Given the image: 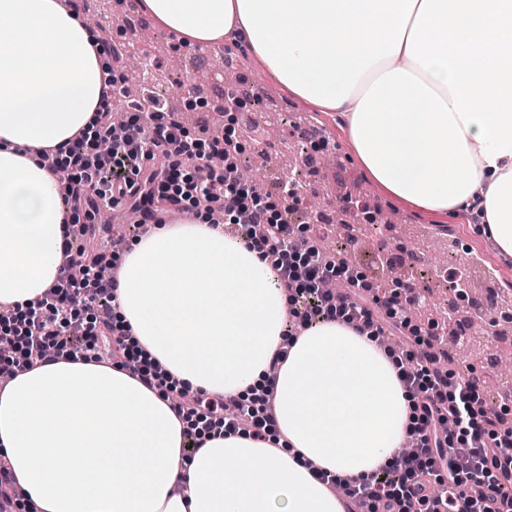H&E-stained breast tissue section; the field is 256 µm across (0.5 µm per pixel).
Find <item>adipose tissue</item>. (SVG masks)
Returning a JSON list of instances; mask_svg holds the SVG:
<instances>
[{
	"label": "adipose tissue",
	"mask_w": 512,
	"mask_h": 512,
	"mask_svg": "<svg viewBox=\"0 0 512 512\" xmlns=\"http://www.w3.org/2000/svg\"><path fill=\"white\" fill-rule=\"evenodd\" d=\"M143 2L187 44L241 39L290 93L344 115L383 190L473 208L512 258V0ZM96 41L60 0H0V304L19 313L60 272L70 220L37 151L95 130L111 77ZM119 263L114 311L139 363L196 393L273 385L276 432L216 427L188 457L186 421L129 369L42 364L0 391V455L35 512H344L315 470L370 475L407 439L395 357L340 319L285 342L284 285L223 225H159Z\"/></svg>",
	"instance_id": "obj_1"
}]
</instances>
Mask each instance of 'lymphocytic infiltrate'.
Masks as SVG:
<instances>
[{
  "label": "lymphocytic infiltrate",
  "mask_w": 512,
  "mask_h": 512,
  "mask_svg": "<svg viewBox=\"0 0 512 512\" xmlns=\"http://www.w3.org/2000/svg\"><path fill=\"white\" fill-rule=\"evenodd\" d=\"M130 81L123 73L109 82L94 134L79 133L61 155L42 151L45 166L53 169L62 163L71 173L62 193L65 205L90 216L128 206L140 211L142 224H155L162 211H182L181 197L167 187L187 178L191 194L211 195L229 217V234L251 244L270 245L288 291V335L336 317L369 332L374 340L397 336L400 379L416 393L410 433L414 446L400 469L384 466L368 477L346 479L349 497L360 500L364 512H491L470 496L473 486L483 485L491 499L502 503V512H512L508 412L486 405L475 376H461L441 364L434 337L410 332L409 298L395 292L368 296L364 283L352 277L349 267L322 253L292 224L287 191L258 195L241 185L236 170L217 173L211 156L238 153L237 141L190 134L177 113L156 100L147 106L130 102L126 133L113 138L112 101ZM159 155L167 158V166L151 167V160ZM95 234V225H74L64 243L58 280L30 303L25 329L12 338L20 353L19 369L69 356L74 348L127 357L126 331L115 321L112 309L117 257L102 251L89 263L78 245ZM329 279L341 283L340 295L323 290V282ZM79 301L94 310L89 322L73 318V306ZM273 398V388H266L260 410L245 417L225 414V407L238 404L232 397L197 395L176 401L173 407L189 417L222 418L232 431L248 426L260 437L276 425Z\"/></svg>",
  "instance_id": "obj_1"
}]
</instances>
